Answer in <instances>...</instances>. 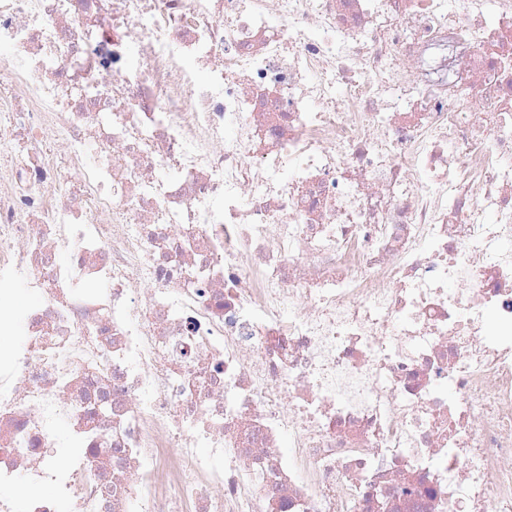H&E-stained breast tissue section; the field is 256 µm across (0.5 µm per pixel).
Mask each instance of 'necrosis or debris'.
I'll use <instances>...</instances> for the list:
<instances>
[{
	"instance_id": "obj_1",
	"label": "necrosis or debris",
	"mask_w": 512,
	"mask_h": 512,
	"mask_svg": "<svg viewBox=\"0 0 512 512\" xmlns=\"http://www.w3.org/2000/svg\"><path fill=\"white\" fill-rule=\"evenodd\" d=\"M0 72V512H512V0H0Z\"/></svg>"
}]
</instances>
